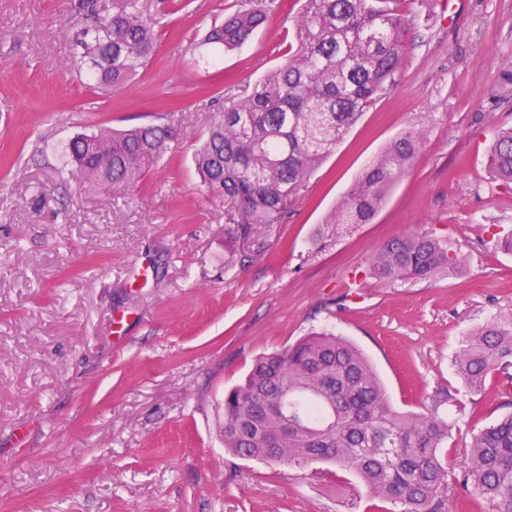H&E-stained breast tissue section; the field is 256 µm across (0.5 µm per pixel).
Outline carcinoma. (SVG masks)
Returning a JSON list of instances; mask_svg holds the SVG:
<instances>
[{
	"instance_id": "1",
	"label": "carcinoma",
	"mask_w": 512,
	"mask_h": 512,
	"mask_svg": "<svg viewBox=\"0 0 512 512\" xmlns=\"http://www.w3.org/2000/svg\"><path fill=\"white\" fill-rule=\"evenodd\" d=\"M392 2L305 0L287 60L213 116L193 164L203 185L234 208L235 237L285 217L290 195L390 89L407 34L406 15ZM78 9V72L102 91L127 85L156 52L150 21L136 0L111 13L97 0H80ZM266 18L259 3L239 6L204 42L235 50ZM171 136L158 124L80 134L68 144L66 164L84 186L124 195L159 163ZM422 141L418 129L394 139L365 166L330 223H370ZM489 169L512 183V127L496 132ZM461 268L448 241L409 235L386 240L368 272L383 281H419ZM455 366L470 394L487 391L489 379L512 387V315L496 314L471 331ZM453 401L443 388L423 412L396 410L362 352L321 330L256 360L224 396L221 436L241 458L332 463L371 498L401 506L398 512H448L449 496L469 486L470 512H512V414L473 434L455 488L445 452L452 423L443 409ZM285 428L281 452L270 455L269 437Z\"/></svg>"
}]
</instances>
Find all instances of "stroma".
<instances>
[{
  "label": "stroma",
  "mask_w": 512,
  "mask_h": 512,
  "mask_svg": "<svg viewBox=\"0 0 512 512\" xmlns=\"http://www.w3.org/2000/svg\"><path fill=\"white\" fill-rule=\"evenodd\" d=\"M79 0H0V512H379L348 474L228 454L224 394L254 360L333 326L369 358L391 403L449 407L448 474L508 409L465 395L467 333L512 312V189L488 172L512 126V0H409L400 70L298 191L281 223L234 238L231 209L192 161L214 96L278 66L299 7L274 0L242 48L203 44L237 0H139L158 48L133 85L100 95L73 67ZM171 123L163 160L130 195L83 187L76 135ZM418 155L373 221L331 218L367 161L411 129ZM430 234L454 277L367 274L390 237ZM28 437L15 444L16 429Z\"/></svg>",
  "instance_id": "stroma-1"
}]
</instances>
